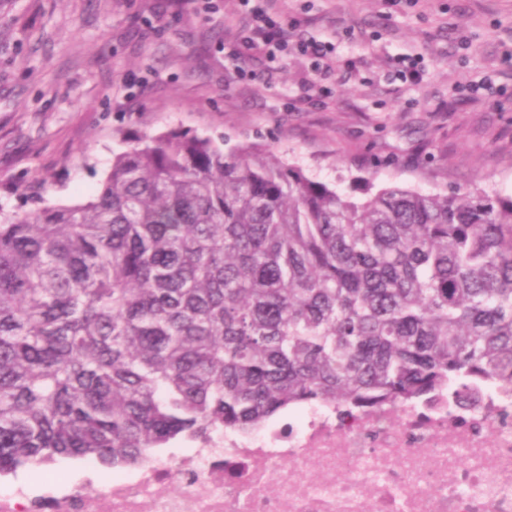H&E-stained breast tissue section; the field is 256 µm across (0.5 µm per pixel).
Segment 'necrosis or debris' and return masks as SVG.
<instances>
[{
	"label": "necrosis or debris",
	"instance_id": "obj_1",
	"mask_svg": "<svg viewBox=\"0 0 512 512\" xmlns=\"http://www.w3.org/2000/svg\"><path fill=\"white\" fill-rule=\"evenodd\" d=\"M0 512H512V387L472 407L299 406L101 484L0 486Z\"/></svg>",
	"mask_w": 512,
	"mask_h": 512
}]
</instances>
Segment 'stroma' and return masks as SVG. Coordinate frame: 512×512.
Here are the masks:
<instances>
[{"mask_svg":"<svg viewBox=\"0 0 512 512\" xmlns=\"http://www.w3.org/2000/svg\"><path fill=\"white\" fill-rule=\"evenodd\" d=\"M311 60L229 57L238 0H0V207L93 198L115 153L171 129L257 144L337 192L512 195V0H279ZM423 58L422 78L391 76Z\"/></svg>","mask_w":512,"mask_h":512,"instance_id":"obj_1","label":"stroma"}]
</instances>
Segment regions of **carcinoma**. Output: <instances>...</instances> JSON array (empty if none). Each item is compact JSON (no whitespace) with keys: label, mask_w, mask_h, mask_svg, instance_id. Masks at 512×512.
Masks as SVG:
<instances>
[{"label":"carcinoma","mask_w":512,"mask_h":512,"mask_svg":"<svg viewBox=\"0 0 512 512\" xmlns=\"http://www.w3.org/2000/svg\"><path fill=\"white\" fill-rule=\"evenodd\" d=\"M364 193L169 131L84 203L0 208V476L512 385V196Z\"/></svg>","instance_id":"1"}]
</instances>
